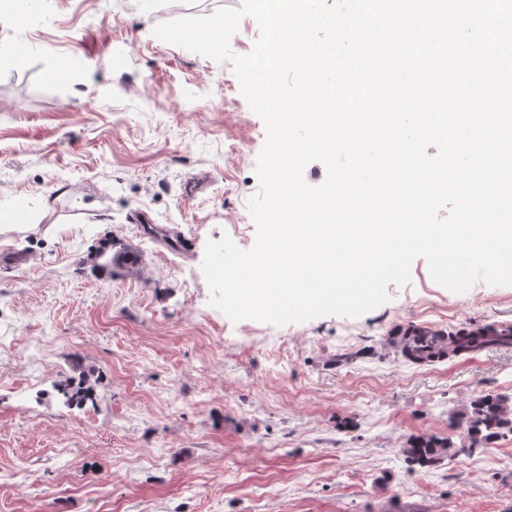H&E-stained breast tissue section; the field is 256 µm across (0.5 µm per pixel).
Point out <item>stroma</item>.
I'll return each instance as SVG.
<instances>
[{"mask_svg": "<svg viewBox=\"0 0 512 512\" xmlns=\"http://www.w3.org/2000/svg\"><path fill=\"white\" fill-rule=\"evenodd\" d=\"M241 3L0 14V205L33 213L0 226V252L29 257L0 272V512H512V435L426 467L401 453L460 442L450 417L512 394V344L418 365L392 343L410 326L512 331V285L454 293L418 258L358 317L235 323L210 306L207 241H256L266 127L230 63L153 30ZM129 248L138 269L111 265Z\"/></svg>", "mask_w": 512, "mask_h": 512, "instance_id": "35a3bbf8", "label": "stroma"}]
</instances>
